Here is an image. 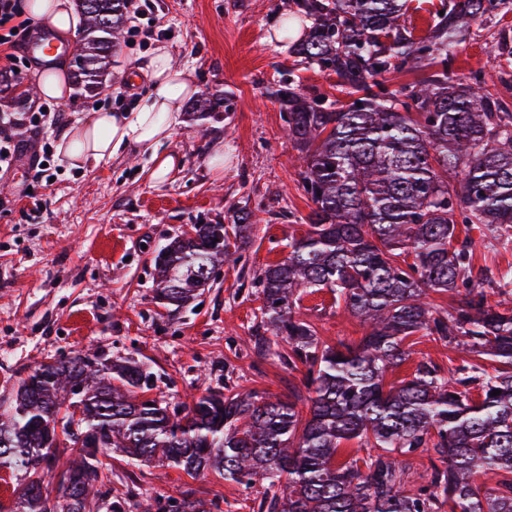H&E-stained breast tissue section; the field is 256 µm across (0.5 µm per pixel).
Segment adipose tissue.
I'll list each match as a JSON object with an SVG mask.
<instances>
[{"mask_svg": "<svg viewBox=\"0 0 512 512\" xmlns=\"http://www.w3.org/2000/svg\"><path fill=\"white\" fill-rule=\"evenodd\" d=\"M28 8L44 18L60 39L71 38L80 18L73 0H30ZM151 92L135 112H94L65 138L70 163L86 166L114 159L132 149L154 148L183 125L180 102L193 89L186 69L177 66L165 47H158L149 65Z\"/></svg>", "mask_w": 512, "mask_h": 512, "instance_id": "adipose-tissue-1", "label": "adipose tissue"}]
</instances>
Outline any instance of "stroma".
I'll list each match as a JSON object with an SVG mask.
<instances>
[{
	"instance_id": "1",
	"label": "stroma",
	"mask_w": 512,
	"mask_h": 512,
	"mask_svg": "<svg viewBox=\"0 0 512 512\" xmlns=\"http://www.w3.org/2000/svg\"><path fill=\"white\" fill-rule=\"evenodd\" d=\"M146 4L174 27L166 45L196 89L232 93L231 116L187 119L162 145L182 159L162 182L150 179L152 154L143 150L94 167L65 165L46 188L28 186L25 168L0 172V399L41 363L77 353L141 361L153 374V396L172 403L210 388L284 396L303 379L275 354H258L252 341L261 319L256 279L287 256L311 206L280 107L264 91L290 71L304 87L329 95L335 79L295 64L282 0ZM154 54L153 46L120 39L98 94L76 88L52 102L63 114L61 134L85 121L97 99L122 111L121 102L109 98L116 89L132 87L137 104L147 102ZM43 67L29 60L22 81L0 84V113L12 111L19 96L30 105L47 102L38 89ZM449 70L459 77L481 72L512 113V12L470 23ZM219 150L223 166L208 168L207 158ZM27 187L33 198L22 197ZM244 206L254 214L255 229L241 258L225 263L194 305L168 315L156 298L159 247L190 225L231 223ZM473 264L512 281V242L477 239ZM299 311L327 344L363 335L359 320L337 309L328 290L303 295ZM407 343L412 354L388 381L410 377L423 358L444 369L477 360L429 336L417 334ZM110 486L119 512H137L146 497L177 498L189 488L197 497L219 498L223 512H252L258 495L257 488L213 474L194 480L174 468L138 467L117 452Z\"/></svg>"
}]
</instances>
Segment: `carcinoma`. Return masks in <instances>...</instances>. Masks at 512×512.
Masks as SVG:
<instances>
[{"label":"carcinoma","instance_id":"1","mask_svg":"<svg viewBox=\"0 0 512 512\" xmlns=\"http://www.w3.org/2000/svg\"><path fill=\"white\" fill-rule=\"evenodd\" d=\"M407 2L284 0L310 21L291 53L336 75L348 97L307 93L291 70L267 91L288 115L312 207L304 236L261 274L252 339L263 353L284 341L278 358L305 369L310 396L218 389L172 408L145 396L150 374L137 360L45 362L0 402V445L14 449L0 467L15 474L16 512H101L113 448L193 479L260 481L258 512H512V308L488 304L492 279L474 270L470 236L501 237L512 224V113L480 75L462 83L448 71L465 27L512 11V0H448L423 38L406 26ZM125 4L79 0L86 33L72 79L86 92L102 89ZM427 64L441 68L386 86L385 75ZM222 106L206 91L190 104L204 116ZM252 230L244 206L231 224H194L165 243L154 258L164 307L195 298ZM323 288L365 327L358 343L328 345L296 315L302 295ZM430 291L460 303L438 309ZM420 332L496 367L445 374L420 360L411 378L387 382ZM352 441L356 450L337 460ZM418 452L430 454V479L410 487ZM213 508L185 491L178 512Z\"/></svg>","mask_w":512,"mask_h":512}]
</instances>
